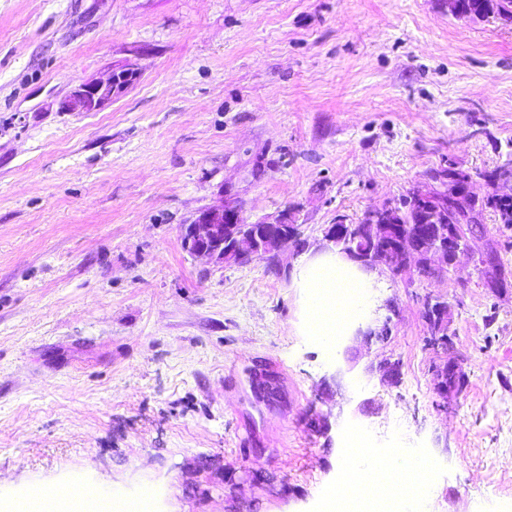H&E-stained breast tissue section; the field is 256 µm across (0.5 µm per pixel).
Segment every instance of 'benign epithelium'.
I'll return each instance as SVG.
<instances>
[{"label": "benign epithelium", "mask_w": 512, "mask_h": 512, "mask_svg": "<svg viewBox=\"0 0 512 512\" xmlns=\"http://www.w3.org/2000/svg\"><path fill=\"white\" fill-rule=\"evenodd\" d=\"M448 11L455 17L468 20L482 19L481 11L466 10L460 0H447ZM136 79V73L123 69L112 72L105 82L85 83L75 88L60 103L62 112H96L112 102V99ZM449 176H440L438 189L412 188L404 201L392 200L380 208L368 211L356 224H346L339 219L325 232L329 248L346 256L359 268L368 270L382 263L388 269L401 274L410 271L409 257L419 256L421 263L417 271L431 270L434 258L442 260L452 268L460 253L468 249L476 231L474 224H447L448 204L462 209L469 217L477 216L487 196H478L471 191L474 175L450 164ZM423 212L414 237L405 242L400 228H394L396 237L382 239L380 230L393 223V216L406 210ZM263 225L261 239L257 244L236 240L231 230L249 225L240 205L235 201L229 187L224 188L222 200L198 212L196 217L184 225L181 232L184 249L194 256L225 263H238L253 258H264L276 267L281 250L290 243L302 244L301 225L288 223V210L284 209L271 218L260 221ZM478 271L487 287L497 290L507 284L501 274L496 254L486 252L478 260ZM428 315L439 325L448 322V304L428 299L424 303ZM391 334L390 319L367 328L362 332L365 343H383ZM458 370L454 364L438 366L433 370L434 391L439 404L444 405L456 397L448 388V372Z\"/></svg>", "instance_id": "1"}]
</instances>
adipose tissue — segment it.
<instances>
[{"mask_svg": "<svg viewBox=\"0 0 512 512\" xmlns=\"http://www.w3.org/2000/svg\"><path fill=\"white\" fill-rule=\"evenodd\" d=\"M295 287L302 290L303 330L328 351H335L341 337L351 335L375 301L378 277L357 270L339 254L315 253L298 265ZM395 487L411 512H432L428 506L429 478L420 458L398 454L392 461L377 462L348 471L332 487L330 498L359 499L375 487Z\"/></svg>", "mask_w": 512, "mask_h": 512, "instance_id": "1", "label": "adipose tissue"}]
</instances>
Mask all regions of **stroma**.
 Masks as SVG:
<instances>
[{
  "label": "stroma",
  "mask_w": 512,
  "mask_h": 512,
  "mask_svg": "<svg viewBox=\"0 0 512 512\" xmlns=\"http://www.w3.org/2000/svg\"><path fill=\"white\" fill-rule=\"evenodd\" d=\"M124 67L106 108L59 111ZM511 158L512 24L441 0H0V502L83 482L149 512H321L345 460L394 448L433 512H512V287L477 271L491 249L512 274V226L486 218L446 272L377 267L384 344L326 354L292 278L337 219ZM227 186L249 220L301 224L284 273L184 250ZM446 361L469 386L442 408Z\"/></svg>",
  "instance_id": "stroma-1"
}]
</instances>
